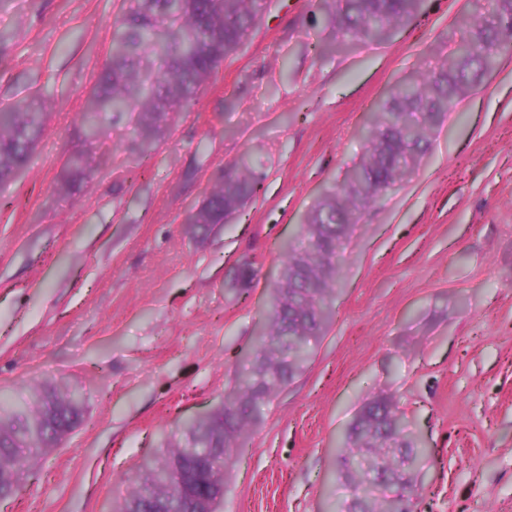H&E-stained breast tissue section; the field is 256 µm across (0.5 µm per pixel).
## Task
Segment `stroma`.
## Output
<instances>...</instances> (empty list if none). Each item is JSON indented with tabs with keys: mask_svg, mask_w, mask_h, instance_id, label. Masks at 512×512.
<instances>
[{
	"mask_svg": "<svg viewBox=\"0 0 512 512\" xmlns=\"http://www.w3.org/2000/svg\"><path fill=\"white\" fill-rule=\"evenodd\" d=\"M491 3L425 0L386 41L336 52L318 0H272L143 161L128 122L89 142L78 119L128 0H0V108L46 106L26 170L0 184V395L82 397L0 512H121L255 353L279 247L361 159L369 113ZM78 152L92 173L63 189ZM243 159L259 193L198 234L189 216ZM338 268L335 317L260 402L220 512H340L346 434L382 397L426 451L414 512H512V52L429 131Z\"/></svg>",
	"mask_w": 512,
	"mask_h": 512,
	"instance_id": "35a3bbf8",
	"label": "stroma"
}]
</instances>
